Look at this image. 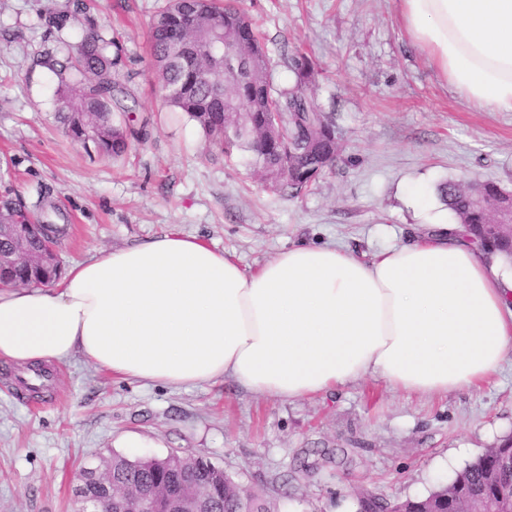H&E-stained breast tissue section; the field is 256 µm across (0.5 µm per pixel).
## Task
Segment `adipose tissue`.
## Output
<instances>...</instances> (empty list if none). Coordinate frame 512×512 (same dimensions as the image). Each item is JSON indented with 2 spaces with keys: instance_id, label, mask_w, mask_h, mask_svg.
<instances>
[{
  "instance_id": "obj_1",
  "label": "adipose tissue",
  "mask_w": 512,
  "mask_h": 512,
  "mask_svg": "<svg viewBox=\"0 0 512 512\" xmlns=\"http://www.w3.org/2000/svg\"><path fill=\"white\" fill-rule=\"evenodd\" d=\"M409 40L466 101L512 112V0H397ZM512 352V274L465 226L363 262L298 245L255 269L171 233L0 289V361L79 354L124 379L233 381L294 400L372 377L396 394L487 381Z\"/></svg>"
}]
</instances>
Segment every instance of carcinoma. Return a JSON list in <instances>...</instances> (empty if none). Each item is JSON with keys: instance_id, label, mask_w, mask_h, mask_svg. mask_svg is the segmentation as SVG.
Listing matches in <instances>:
<instances>
[{"instance_id": "carcinoma-1", "label": "carcinoma", "mask_w": 512, "mask_h": 512, "mask_svg": "<svg viewBox=\"0 0 512 512\" xmlns=\"http://www.w3.org/2000/svg\"><path fill=\"white\" fill-rule=\"evenodd\" d=\"M186 12L196 18L190 29L180 25ZM78 17L83 23L74 55L44 61L58 78L57 112L68 135L86 151L120 156L130 149V138L137 135L125 119L135 111L136 100L121 81L123 47L117 37L97 24L84 0H71L70 9L50 15L48 23L61 30ZM150 43L166 102L194 121L225 156L244 158L271 186L296 196L335 163L339 153L336 130L311 94L315 63L302 53L292 54L288 60L292 84L275 88L267 51L239 0H168L151 21ZM217 50L246 57L249 74L238 81L229 80L224 60L215 55ZM480 187L482 202L460 180L441 184L438 192L448 210L466 225L472 242L490 253L509 257L512 240L495 233L491 212L484 206L501 200L502 191L490 182ZM27 218L26 210L7 197L0 198L1 221L18 223ZM60 273L53 264L20 263L9 270L12 280L27 284H47ZM112 463L114 477L145 487L177 479L156 461L134 462L115 455ZM493 463L494 456L480 455L447 486L462 480L478 486ZM445 487L412 501L411 507L421 512L429 501L444 494ZM243 509L267 512L257 498L241 502L233 482H228L217 500V512Z\"/></svg>"}]
</instances>
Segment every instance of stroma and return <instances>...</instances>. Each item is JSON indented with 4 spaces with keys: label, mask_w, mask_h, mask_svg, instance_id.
I'll use <instances>...</instances> for the list:
<instances>
[{
    "label": "stroma",
    "mask_w": 512,
    "mask_h": 512,
    "mask_svg": "<svg viewBox=\"0 0 512 512\" xmlns=\"http://www.w3.org/2000/svg\"><path fill=\"white\" fill-rule=\"evenodd\" d=\"M165 0H89L119 33L140 139L120 157L88 155L64 132L57 79L81 25L49 13L69 0H0V196L65 226L62 268L171 231L257 268L299 244L336 243L370 260L451 223L438 187L478 179L512 192V112L467 104L401 31L395 0H242L275 87L288 58L317 65L316 103L340 138L335 167L301 194L275 190L242 158H224L168 106L149 29ZM423 182L420 215L406 191ZM38 394L0 363V512H77L72 476L119 454L202 456L266 500L270 512H354L365 494L417 499L512 436V355L481 389L396 395L367 378L317 397L262 398L231 382L173 388L124 380L81 355L49 367Z\"/></svg>",
    "instance_id": "1"
}]
</instances>
